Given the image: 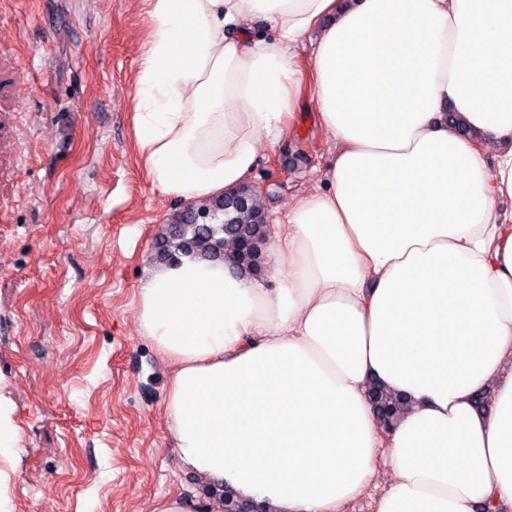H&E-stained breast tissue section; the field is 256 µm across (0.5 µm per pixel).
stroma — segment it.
I'll use <instances>...</instances> for the list:
<instances>
[{"label":"stroma","instance_id":"35a3bbf8","mask_svg":"<svg viewBox=\"0 0 512 512\" xmlns=\"http://www.w3.org/2000/svg\"><path fill=\"white\" fill-rule=\"evenodd\" d=\"M143 0H0V382L19 442L11 512H151L200 488L164 413L172 367L136 294L181 204L133 145ZM334 149L312 100L253 180L268 216L312 192Z\"/></svg>","mask_w":512,"mask_h":512}]
</instances>
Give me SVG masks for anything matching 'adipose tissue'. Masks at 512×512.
Here are the masks:
<instances>
[{
  "label": "adipose tissue",
  "instance_id": "ef3b65f1",
  "mask_svg": "<svg viewBox=\"0 0 512 512\" xmlns=\"http://www.w3.org/2000/svg\"><path fill=\"white\" fill-rule=\"evenodd\" d=\"M146 15L134 135L161 193L249 182L306 93L336 145L271 228L262 276L187 259L137 292L210 512L228 487L262 512H512V0ZM376 384L408 400L389 429Z\"/></svg>",
  "mask_w": 512,
  "mask_h": 512
}]
</instances>
